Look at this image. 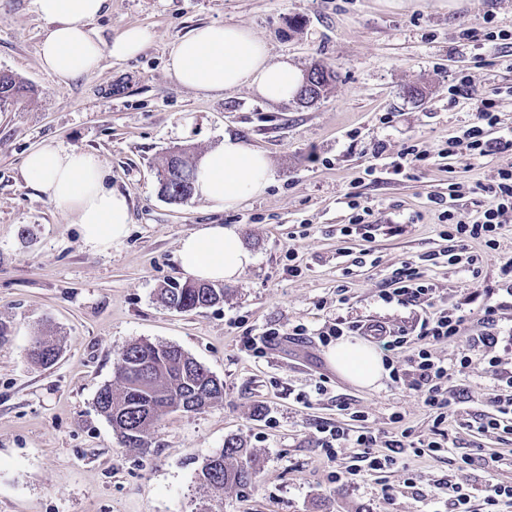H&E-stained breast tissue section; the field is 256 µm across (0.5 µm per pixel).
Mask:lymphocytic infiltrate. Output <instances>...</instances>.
<instances>
[{
	"label": "lymphocytic infiltrate",
	"mask_w": 512,
	"mask_h": 512,
	"mask_svg": "<svg viewBox=\"0 0 512 512\" xmlns=\"http://www.w3.org/2000/svg\"><path fill=\"white\" fill-rule=\"evenodd\" d=\"M475 122L466 127L460 135L450 137L442 153L445 157L457 156L459 147H466L471 155L483 157L491 153L506 157L507 162L497 171V177L491 183L481 182L465 187L453 182L449 185L452 194L468 192L484 197L485 203L476 217H468L459 211L445 207L438 214L443 226L442 238L451 244L449 260L451 263H463L472 280H479L482 275L484 258L470 252L469 244L481 241L490 250H498V237L506 216L512 215V136L489 138L488 132L500 123L498 105L495 99H481L476 108ZM385 303L420 302L425 306L424 317L417 337L407 334H391L380 325L368 326L364 335L382 339L386 350L398 348L407 350V361L411 368L410 389L417 392L423 405L434 414V436L429 440L413 444L410 430H402L399 437L387 440L385 452L374 449L376 439L368 433L350 434L347 428L336 426L322 428L318 446L322 448L329 462H336L338 451L353 448L360 458L366 461V469L349 468L336 471L335 480L357 481L365 471H382L394 466L398 454L404 449H412L414 454H436L444 448L445 431L443 425L449 417L454 416L458 398L451 385L452 373H464L469 367L468 357H461L454 366H447L434 353V346L461 336L467 319L458 310L444 306L435 294L432 283L425 278L416 264L407 262L393 271L388 286L380 292Z\"/></svg>",
	"instance_id": "lymphocytic-infiltrate-1"
}]
</instances>
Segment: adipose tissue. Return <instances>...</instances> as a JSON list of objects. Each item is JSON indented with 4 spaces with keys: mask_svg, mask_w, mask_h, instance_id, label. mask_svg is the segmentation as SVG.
Segmentation results:
<instances>
[{
    "mask_svg": "<svg viewBox=\"0 0 512 512\" xmlns=\"http://www.w3.org/2000/svg\"><path fill=\"white\" fill-rule=\"evenodd\" d=\"M52 28L39 48L42 67L65 83L98 68L104 57L117 60L138 55L149 35L131 26L112 43L95 40L90 21L106 0H36ZM167 69L182 86L201 92H224L245 86L260 97L282 101L296 94L298 69L288 60L271 61L256 33L234 24L204 25L171 49ZM24 177L49 202L76 216L86 243L97 245L123 238L130 222L127 198L105 184L106 171L95 153L64 150L52 144L32 149L24 161ZM273 177L269 158L234 135L203 154L196 165V191L216 209H230L264 194ZM177 259L185 277L197 282L233 281L255 262L237 226L204 224L184 236ZM337 373L352 384L370 388L388 373L372 344L346 337L327 352Z\"/></svg>",
    "mask_w": 512,
    "mask_h": 512,
    "instance_id": "ef3b65f1",
    "label": "adipose tissue"
}]
</instances>
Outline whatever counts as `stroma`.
Returning a JSON list of instances; mask_svg holds the SVG:
<instances>
[{
    "label": "stroma",
    "instance_id": "stroma-1",
    "mask_svg": "<svg viewBox=\"0 0 512 512\" xmlns=\"http://www.w3.org/2000/svg\"><path fill=\"white\" fill-rule=\"evenodd\" d=\"M224 23L266 39L273 60L289 58L303 72L329 66L335 79L324 97L305 107L245 88L207 94L181 86L166 70L173 44L197 26ZM491 25L512 31V0H107L88 25L93 37L108 43L140 26L150 34L145 48L62 84L39 61L51 24L36 0H0V70L31 88L0 112V324L8 331L0 339V512H450L447 478L475 493L490 481L512 486V435L458 425L491 412L506 391L490 357L512 369V303L498 289L500 261L512 256V216L498 250L470 244L484 256V286L502 302L499 342L489 352L473 344L480 302L470 275L442 256L448 243L432 202L447 196L449 179L486 183L503 162L498 154L463 152L451 163L440 156L475 121L480 98L496 97L501 127L512 129V68L502 61L512 48L487 38ZM463 75L470 95L453 96ZM413 86L423 96L408 97ZM228 133L269 157L274 181L263 196L230 210L198 195L161 197L157 169L169 151L197 157ZM380 142L391 157L419 145L429 165L411 177L367 175ZM44 143L100 156L108 186L129 201L125 237L86 243L73 215L26 182L24 158ZM350 192L375 209L372 241L338 232ZM201 224L238 225L255 262L226 283L223 303L177 313L157 294L183 283L178 242ZM365 250L371 261H361ZM422 255L439 298L467 317L462 336L434 348L448 365L471 359L453 380L464 395L446 426L448 447L434 457L405 451L378 478L334 482L352 451L328 462L319 427L348 423L380 443L405 428L416 440L432 435L434 415L414 392L387 377L375 388L354 386L330 366L319 339L338 320L417 334L421 306L387 304L379 294L393 270ZM292 261L301 267L295 277ZM299 324L305 334L289 335ZM271 328L280 335L266 354L244 349L247 337ZM52 330L63 351L44 369L27 350ZM141 339L180 347L223 381L224 393L199 411L165 415L148 448L131 450L95 399L123 349ZM356 411L363 418L354 422ZM231 438L256 450L255 479L225 493L202 487L203 460Z\"/></svg>",
    "mask_w": 512,
    "mask_h": 512
}]
</instances>
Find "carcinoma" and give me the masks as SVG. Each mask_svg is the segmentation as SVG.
Instances as JSON below:
<instances>
[{
    "instance_id": "carcinoma-1",
    "label": "carcinoma",
    "mask_w": 512,
    "mask_h": 512,
    "mask_svg": "<svg viewBox=\"0 0 512 512\" xmlns=\"http://www.w3.org/2000/svg\"><path fill=\"white\" fill-rule=\"evenodd\" d=\"M335 74L316 64L303 76L310 83L304 103L317 102ZM28 86L17 74L0 71V101L18 103ZM159 192L173 202H182L195 192L193 164L187 151L168 157L159 172ZM161 301L178 312H190L215 306L224 301V288L212 283H184L163 288ZM60 341L38 338L28 351L37 366H52L60 354ZM211 375L181 348L140 340L127 346L119 355L112 382L103 385L96 396L98 412L112 425L119 442L127 448H144L156 424L176 411L184 401L202 408L223 395ZM221 462L212 465L213 457L203 461L199 471L201 485L215 491H232L247 486L255 475L257 455L254 449L232 438L217 453Z\"/></svg>"
}]
</instances>
